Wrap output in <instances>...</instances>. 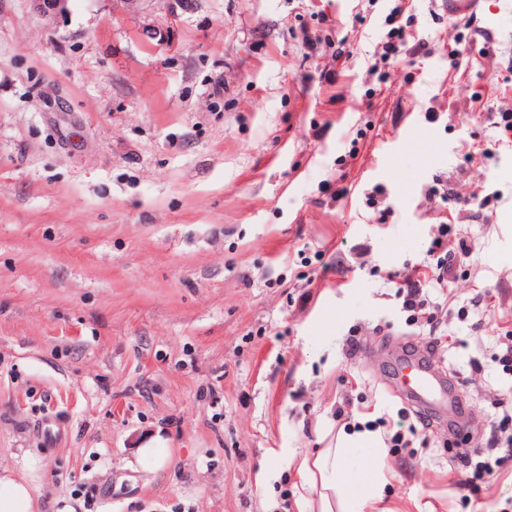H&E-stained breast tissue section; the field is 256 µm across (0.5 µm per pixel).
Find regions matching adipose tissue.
<instances>
[{
	"mask_svg": "<svg viewBox=\"0 0 512 512\" xmlns=\"http://www.w3.org/2000/svg\"><path fill=\"white\" fill-rule=\"evenodd\" d=\"M383 449H376L374 457L365 464L372 489L365 499H358L356 484L350 477L346 451L342 448H325L312 458H302L298 473L302 486L316 490L320 499V512H334L337 497L346 501L361 500L368 512H385L381 501L386 477L380 466ZM38 480L33 467L23 471L0 469V512H35L38 506Z\"/></svg>",
	"mask_w": 512,
	"mask_h": 512,
	"instance_id": "1",
	"label": "adipose tissue"
}]
</instances>
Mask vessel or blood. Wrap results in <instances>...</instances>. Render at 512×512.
<instances>
[{
	"mask_svg": "<svg viewBox=\"0 0 512 512\" xmlns=\"http://www.w3.org/2000/svg\"><path fill=\"white\" fill-rule=\"evenodd\" d=\"M397 380L406 397L415 404L439 413H451L455 403L427 361L404 358L397 368Z\"/></svg>",
	"mask_w": 512,
	"mask_h": 512,
	"instance_id": "b4317fda",
	"label": "vessel or blood"
}]
</instances>
